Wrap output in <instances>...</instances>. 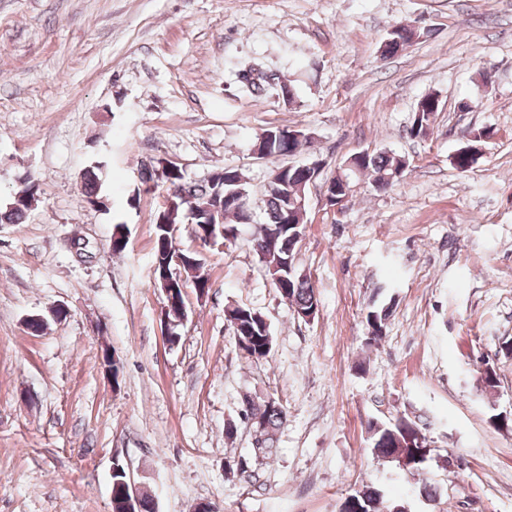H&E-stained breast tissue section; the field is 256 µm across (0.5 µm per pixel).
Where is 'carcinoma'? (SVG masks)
<instances>
[{
  "instance_id": "cac0c4a2",
  "label": "carcinoma",
  "mask_w": 512,
  "mask_h": 512,
  "mask_svg": "<svg viewBox=\"0 0 512 512\" xmlns=\"http://www.w3.org/2000/svg\"><path fill=\"white\" fill-rule=\"evenodd\" d=\"M415 37V31L411 27L398 26L387 33L382 41L383 54L390 55L397 52L399 47L410 43ZM409 129L412 137H423L432 125L435 114L433 95L427 94L417 102ZM286 129L274 127L264 130L271 138L270 152L277 156H292L299 147L301 141L291 139L285 135ZM103 160L95 159V164L89 166L83 178V192L89 204L97 207L105 205L106 195L101 193V176ZM399 157L387 152L379 151L371 153L362 159L360 169L354 175L359 179L365 173L373 176V187L378 191H384L396 183L398 179L393 177L397 169ZM161 162L142 173V184L146 189L152 188V182L160 181L168 185L172 192L174 205L162 208L155 217L154 222V249L155 268L154 281H159V267L167 259L168 251L176 249L175 235L162 228L164 224L178 227L190 223L194 227V238L201 239V230L210 223L209 209L218 208L222 212L224 220V239L232 241L239 235V226L242 225V216L238 210L236 201L240 195L250 194L243 174L236 168H223L224 176L220 180L201 179L188 181L183 171L179 168L161 175L158 170ZM288 180V191L284 192L274 187L267 190V200L264 222L257 226L253 234L252 248L262 264L266 276L277 285L276 276L283 273L278 268L279 258L283 257L282 249L291 243L292 233L295 227L290 225V211L293 210V199L298 197L301 187L308 185L306 173L299 166L286 167L284 172ZM32 198L37 195V185L27 180L13 189L4 206H0V224H19L29 211V204L23 200H16L17 195ZM276 227L279 232L277 245L270 249L266 246V235L270 227ZM279 295L288 300L295 310H311L319 305L316 291L307 275L293 270L289 282L283 285V291ZM395 299L387 302L371 299L364 311V322L367 329L366 340L378 342L382 339L383 330L386 328L391 309ZM255 310L237 305L225 309V317L233 329L235 344L243 356L252 361L266 359L271 353L273 336L270 326L256 320ZM243 422L254 428L256 433L255 447L250 457L240 456L228 461V469L246 472L251 468L254 459L270 458L276 447V435L286 422L287 413L282 404L274 397L248 396L243 400ZM412 428L408 429L399 420H394L377 428L372 436L371 450L376 458L390 463H398V458L406 460L403 470L410 473L418 472L424 468L430 458L431 449L428 448L426 436L416 420L402 416ZM401 502L384 499L383 490L370 485H363L345 499L341 506V512H394Z\"/></svg>"
}]
</instances>
